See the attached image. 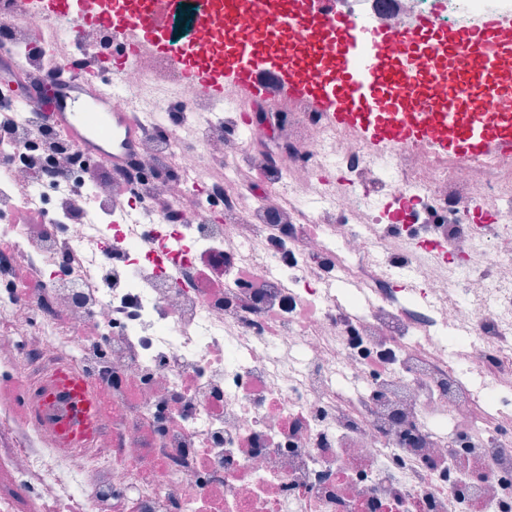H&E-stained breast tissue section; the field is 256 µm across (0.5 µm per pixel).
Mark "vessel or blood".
<instances>
[{
  "label": "vessel or blood",
  "instance_id": "b4317fda",
  "mask_svg": "<svg viewBox=\"0 0 512 512\" xmlns=\"http://www.w3.org/2000/svg\"><path fill=\"white\" fill-rule=\"evenodd\" d=\"M43 7L82 24L118 30L123 48L154 55L167 48L165 16L151 0H38ZM209 16L187 14L188 23L213 25L218 52L205 58L190 53L181 64L201 96L220 99L226 90L248 104L275 91L328 113L340 130L374 150L430 143L452 158L512 152V16L487 17L470 28L435 32L431 17L416 19L407 39L387 30L373 32L360 47L358 16L341 11L338 0H264L250 9L245 0H209ZM464 91L463 107L431 109L445 97L447 77ZM87 86L60 87L50 117L85 151L112 164L123 162L141 139L127 113L99 96L104 120L115 139L92 138L74 112ZM406 251L421 262L447 269L450 251L423 237L404 238ZM56 389L65 396L56 432L65 445L91 441L99 430L100 395L77 370L59 372Z\"/></svg>",
  "mask_w": 512,
  "mask_h": 512
}]
</instances>
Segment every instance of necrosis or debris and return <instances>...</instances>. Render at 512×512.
<instances>
[{"mask_svg":"<svg viewBox=\"0 0 512 512\" xmlns=\"http://www.w3.org/2000/svg\"><path fill=\"white\" fill-rule=\"evenodd\" d=\"M428 2L368 24L403 36ZM457 2L440 25L512 10ZM118 44L0 0V58L39 77L0 95L16 121L0 131V376L16 383L0 387V512H505L512 413L487 416L458 369L512 390V154L378 157L302 105L270 108L286 132L261 147L234 97L199 96L172 54L112 71ZM89 57L144 129L120 171L44 115L43 91L82 82ZM394 189L465 257L455 279L417 264L423 289L391 288L372 245L391 244L375 200ZM63 365L102 389L93 447L56 444L44 401Z\"/></svg>","mask_w":512,"mask_h":512,"instance_id":"necrosis-or-debris-1","label":"necrosis or debris"}]
</instances>
